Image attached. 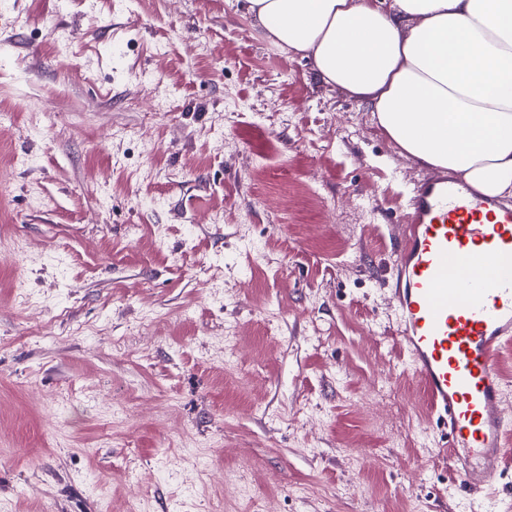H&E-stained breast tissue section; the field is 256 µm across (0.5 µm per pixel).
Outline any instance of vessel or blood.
<instances>
[{
	"label": "vessel or blood",
	"mask_w": 512,
	"mask_h": 512,
	"mask_svg": "<svg viewBox=\"0 0 512 512\" xmlns=\"http://www.w3.org/2000/svg\"><path fill=\"white\" fill-rule=\"evenodd\" d=\"M396 271L398 335L454 480L492 488L512 460V421L499 409V359L512 345V208L445 175L421 183Z\"/></svg>",
	"instance_id": "vessel-or-blood-1"
}]
</instances>
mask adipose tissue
<instances>
[{"mask_svg":"<svg viewBox=\"0 0 512 512\" xmlns=\"http://www.w3.org/2000/svg\"><path fill=\"white\" fill-rule=\"evenodd\" d=\"M418 164L512 198V0H236Z\"/></svg>","mask_w":512,"mask_h":512,"instance_id":"adipose-tissue-1","label":"adipose tissue"}]
</instances>
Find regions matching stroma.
<instances>
[{"label": "stroma", "instance_id": "35a3bbf8", "mask_svg": "<svg viewBox=\"0 0 512 512\" xmlns=\"http://www.w3.org/2000/svg\"><path fill=\"white\" fill-rule=\"evenodd\" d=\"M429 174L229 0H0V512H463L389 315Z\"/></svg>", "mask_w": 512, "mask_h": 512}]
</instances>
